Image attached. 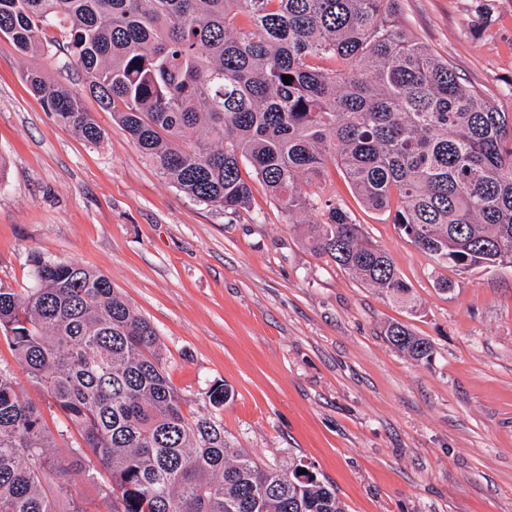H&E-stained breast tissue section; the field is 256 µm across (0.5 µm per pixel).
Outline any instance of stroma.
Returning <instances> with one entry per match:
<instances>
[{"instance_id":"obj_1","label":"stroma","mask_w":512,"mask_h":512,"mask_svg":"<svg viewBox=\"0 0 512 512\" xmlns=\"http://www.w3.org/2000/svg\"><path fill=\"white\" fill-rule=\"evenodd\" d=\"M400 8L512 120V0ZM44 38L48 53L31 58L0 36V286L33 287L37 257L106 275L154 325L184 412L218 416L260 463L317 473L345 512H512V266H436L330 169L310 191L335 198L390 255L414 297L403 307L318 256L262 182L234 213L189 199L88 94L101 141L60 126L25 74L41 68L74 91L84 75L57 28ZM396 321L429 339L430 362L385 340ZM0 365L43 407L55 457L67 456L79 434L2 338ZM216 384L234 392L217 412L206 397Z\"/></svg>"}]
</instances>
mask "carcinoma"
I'll return each mask as SVG.
<instances>
[{
    "label": "carcinoma",
    "instance_id": "carcinoma-1",
    "mask_svg": "<svg viewBox=\"0 0 512 512\" xmlns=\"http://www.w3.org/2000/svg\"><path fill=\"white\" fill-rule=\"evenodd\" d=\"M400 2L0 0V34L41 55L46 27L59 28L85 89L159 176L236 212L251 201L248 166L288 218L322 212L308 225L318 255L409 303L388 253L300 180L339 168L438 266L512 264V128L408 32ZM26 81L58 124L102 139L77 92L37 69ZM33 277L22 294L0 287V333L83 445L54 459L41 409L0 368V512H84L68 492L73 475L96 479L87 449L109 474L112 512H344L314 472L264 466L221 419L184 413L155 327L107 276L38 258ZM384 336L432 358L402 323ZM207 397L217 410L231 394L220 384Z\"/></svg>",
    "mask_w": 512,
    "mask_h": 512
}]
</instances>
